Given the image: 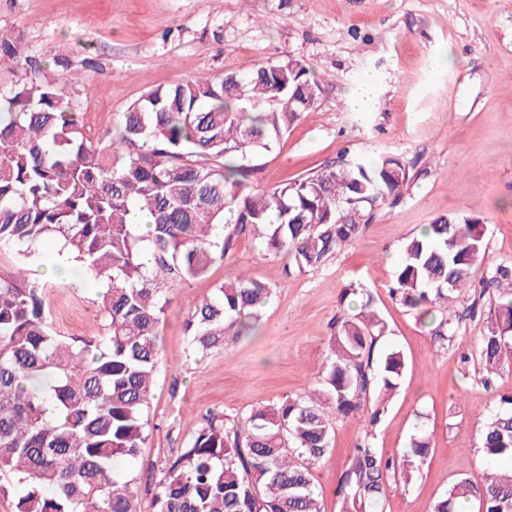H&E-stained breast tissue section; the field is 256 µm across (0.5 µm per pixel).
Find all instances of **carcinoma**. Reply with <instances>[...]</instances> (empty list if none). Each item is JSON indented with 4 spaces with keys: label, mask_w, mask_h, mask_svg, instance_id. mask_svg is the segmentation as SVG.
<instances>
[{
    "label": "carcinoma",
    "mask_w": 512,
    "mask_h": 512,
    "mask_svg": "<svg viewBox=\"0 0 512 512\" xmlns=\"http://www.w3.org/2000/svg\"><path fill=\"white\" fill-rule=\"evenodd\" d=\"M322 95L321 81L291 58L234 74L158 86L121 114L119 138L86 136L71 94L44 77L0 95V246L23 259L35 247L66 256L103 283L94 331L81 340L52 327L49 285L22 269L0 277V495L15 512H140L137 460L148 439L150 387L170 285L206 275L242 236L284 253L298 273L317 269L357 239L381 204L413 178L387 153L353 154L306 176L255 190L248 155L270 150ZM150 218L146 230L130 211ZM483 221L439 216L401 250L391 293L411 309H439L438 336L457 333L454 299L482 284L495 291L493 327L482 338L489 376L512 366V265L481 279ZM272 288L245 273L187 313L198 357L251 328ZM386 324L366 296L336 320L318 384L241 416L209 413L155 482L153 512H321L311 469L330 448L333 424L368 412L374 425L404 374L393 349L374 361ZM485 424L480 449L512 460V396ZM419 434L403 451L404 484L428 454ZM382 462L368 441L353 448L338 483L355 512H380ZM512 512V469L481 486L462 478L433 512Z\"/></svg>",
    "instance_id": "carcinoma-1"
}]
</instances>
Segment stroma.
Wrapping results in <instances>:
<instances>
[{
  "label": "stroma",
  "instance_id": "35a3bbf8",
  "mask_svg": "<svg viewBox=\"0 0 512 512\" xmlns=\"http://www.w3.org/2000/svg\"><path fill=\"white\" fill-rule=\"evenodd\" d=\"M1 36L23 62L0 67V94L54 71L71 83L91 138L118 136L121 113L150 89L200 74L246 75L290 57L322 78V99L271 150L250 157L252 185L269 189L307 175L347 149L387 151L413 166L404 196L381 205L321 268L285 275L287 257L241 238L207 276L174 289L138 463L142 512H152L153 478L206 412L244 414L315 387L350 287L372 295L388 325L377 349L400 350L405 371L371 430L336 421L331 448L312 470L321 512H339L338 481L364 437L393 462L383 512H432L456 480L483 484L496 464L480 450L481 432L499 412L500 395L512 393V368L482 381L479 346L495 297L474 288L459 298L448 343L390 288L403 242L440 215L482 216L484 269L512 264V0H0ZM59 55L70 70H53ZM445 55L453 67L439 65ZM368 77L380 105L361 114L346 94ZM241 271L272 288L257 331L226 333L223 349L185 358L189 307ZM94 296L81 280L62 287L50 279L46 306L62 335L89 336ZM420 432L431 448L407 484L396 461Z\"/></svg>",
  "mask_w": 512,
  "mask_h": 512
}]
</instances>
